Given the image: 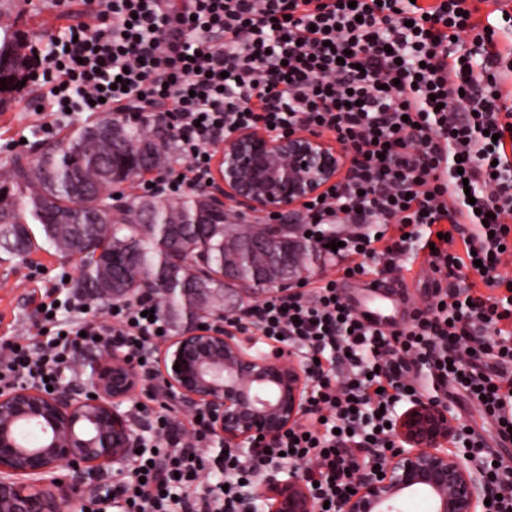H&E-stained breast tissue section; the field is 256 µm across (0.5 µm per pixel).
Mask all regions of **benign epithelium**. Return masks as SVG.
<instances>
[{"label": "benign epithelium", "instance_id": "1", "mask_svg": "<svg viewBox=\"0 0 512 512\" xmlns=\"http://www.w3.org/2000/svg\"><path fill=\"white\" fill-rule=\"evenodd\" d=\"M350 149L317 132L271 133L242 128L224 137L211 178L197 191L225 218H252L265 232L257 245L275 252L297 234L304 205L344 180ZM278 288L256 285L247 297L292 294L314 275L302 256L289 259ZM179 366L174 370L173 366ZM94 390L46 392L26 384L0 390V512H65L75 478L121 465L142 447L121 404L138 390H161L203 409L226 448H264L306 417L307 371L293 351L254 353L235 329L204 321L165 343L161 367L148 379L129 357L106 349L92 371ZM459 421L431 397L406 404L393 421L394 447L380 467L360 469L340 512H402L401 501L423 493L433 512H488L496 487L453 447ZM270 512H315L295 473L257 490Z\"/></svg>", "mask_w": 512, "mask_h": 512}]
</instances>
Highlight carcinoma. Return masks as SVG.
Wrapping results in <instances>:
<instances>
[{
    "label": "carcinoma",
    "mask_w": 512,
    "mask_h": 512,
    "mask_svg": "<svg viewBox=\"0 0 512 512\" xmlns=\"http://www.w3.org/2000/svg\"><path fill=\"white\" fill-rule=\"evenodd\" d=\"M27 36L0 25V108L31 66ZM108 122L113 131L97 134ZM176 162L174 137L160 138L148 115L92 120L39 145L35 156L9 164L0 182V250L24 255L33 250L70 254L78 241L87 253L77 287L102 298L100 272L112 267L113 297H136L148 280L169 289L162 298L175 317H193L224 292V273L268 288L288 278V260H275L242 245L259 236L253 224H229L200 195L176 202L136 196L117 207L101 192L145 172Z\"/></svg>",
    "instance_id": "carcinoma-1"
}]
</instances>
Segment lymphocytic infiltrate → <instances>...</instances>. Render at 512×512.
<instances>
[{"label":"lymphocytic infiltrate","mask_w":512,"mask_h":512,"mask_svg":"<svg viewBox=\"0 0 512 512\" xmlns=\"http://www.w3.org/2000/svg\"><path fill=\"white\" fill-rule=\"evenodd\" d=\"M70 23L32 52L43 111L119 114L150 106L174 118L186 165L142 190L178 197L207 181L211 148L232 127L300 129L354 154L344 183L312 199L302 235L338 277L268 296L232 317L269 349L297 351L309 370L304 422L269 449L214 451L206 420L155 413L144 450L119 478L83 492L80 512H255L251 490L298 470L316 512H340L364 449L392 447L391 423L431 378L512 439V107L499 97L501 23L475 0H54ZM423 254L431 302L381 330L349 307L338 278L379 276ZM78 296L44 338L0 343V386L78 381L83 349L114 346L153 376L169 327L153 297L103 312ZM454 447L502 490L512 512V461L463 426ZM224 488L199 491L205 469Z\"/></svg>","instance_id":"obj_1"}]
</instances>
